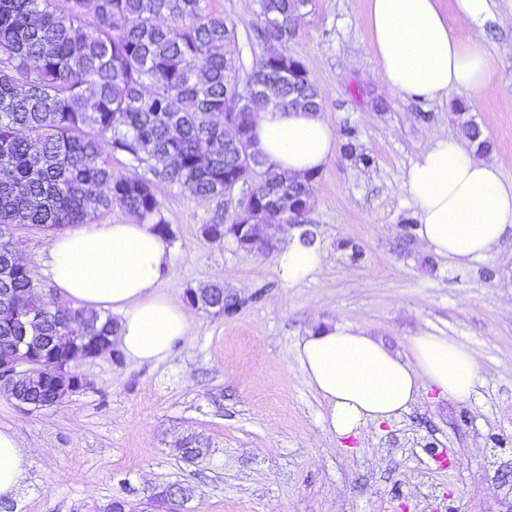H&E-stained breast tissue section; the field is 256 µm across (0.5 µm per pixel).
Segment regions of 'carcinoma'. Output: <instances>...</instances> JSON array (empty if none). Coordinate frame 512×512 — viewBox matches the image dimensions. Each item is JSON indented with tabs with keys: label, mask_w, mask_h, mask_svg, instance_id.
<instances>
[{
	"label": "carcinoma",
	"mask_w": 512,
	"mask_h": 512,
	"mask_svg": "<svg viewBox=\"0 0 512 512\" xmlns=\"http://www.w3.org/2000/svg\"><path fill=\"white\" fill-rule=\"evenodd\" d=\"M257 2L264 52L242 77L225 51L237 29L207 0H0V225L58 229L118 206L167 238L159 184L220 201L224 187L239 185L238 209L216 210L204 235L274 251L273 209L303 223L313 177L265 166L254 123L270 109L320 110L322 97L304 62L284 50L306 0ZM459 131L487 148L474 122L460 121ZM347 137L345 154L371 164ZM107 149L128 159V173L112 171ZM144 165L149 178L138 172ZM15 251L0 237V294L17 301L0 306L1 359L12 336L44 337L58 362L75 337L116 332L109 315L48 304ZM206 294L224 315L240 306L221 284Z\"/></svg>",
	"instance_id": "obj_1"
}]
</instances>
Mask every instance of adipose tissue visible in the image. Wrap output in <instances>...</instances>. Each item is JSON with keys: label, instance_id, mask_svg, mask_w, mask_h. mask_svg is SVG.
<instances>
[{"label": "adipose tissue", "instance_id": "adipose-tissue-1", "mask_svg": "<svg viewBox=\"0 0 512 512\" xmlns=\"http://www.w3.org/2000/svg\"><path fill=\"white\" fill-rule=\"evenodd\" d=\"M512 0H453L455 13L476 34L452 33L439 0H367V34L385 85L421 99L451 90L480 93L495 59L481 30L496 7ZM254 146L267 166L291 176L319 171L335 155L337 135L325 112L260 113ZM405 184L416 210L422 245L464 264L494 253L512 234V182L499 164L460 142L431 140L410 166ZM170 249L149 224H82L53 237L43 273L62 303L119 316L117 341L128 360L160 362L190 338L193 315L160 289ZM323 256L296 242L279 257L281 274L295 283L315 273ZM310 386L328 408L333 434L346 437L406 411L423 389L451 402L475 396L482 367L463 345L441 336L412 341L404 358L361 329L335 325L312 330L297 347ZM29 465L12 434L0 431V500L17 498Z\"/></svg>", "mask_w": 512, "mask_h": 512}]
</instances>
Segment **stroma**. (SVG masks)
<instances>
[{
    "label": "stroma",
    "mask_w": 512,
    "mask_h": 512,
    "mask_svg": "<svg viewBox=\"0 0 512 512\" xmlns=\"http://www.w3.org/2000/svg\"><path fill=\"white\" fill-rule=\"evenodd\" d=\"M209 5L235 24L231 52L251 69L263 52L252 36L255 0ZM366 8L308 0L286 46L318 84L337 132L355 131L374 159L366 167L339 153L314 176L306 224L293 231L313 233L319 270L288 283L277 254L204 235L215 202L160 186L172 231L161 288L183 305L188 290L220 281L241 306L231 317L195 310L190 340L164 361L119 353L71 363L85 386L54 406L0 391V431L29 455L20 495L0 512H100L114 498L158 512L152 496L169 484L189 491L181 512H512V237L460 265L404 230L417 221L405 174L432 139H459L458 115L480 127L485 158L512 181V16L486 30L496 68L485 91L422 100L383 84ZM10 233L57 303L42 272L51 232ZM333 323L362 328L399 355L414 337L448 338L473 352L482 383L470 400L431 391L392 421L334 436L296 351L310 330ZM188 434L208 444L203 461L178 453ZM436 449L452 466H439Z\"/></svg>",
    "instance_id": "obj_1"
}]
</instances>
